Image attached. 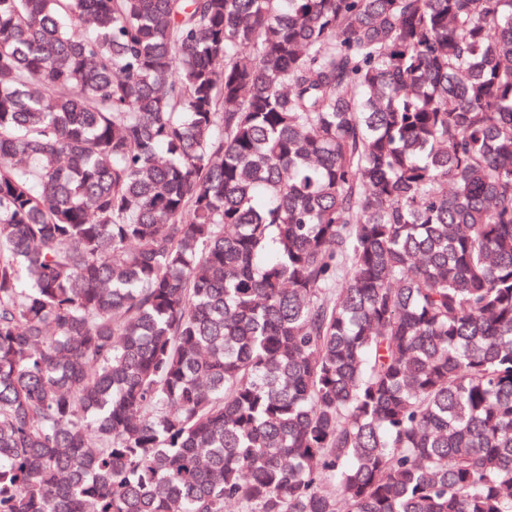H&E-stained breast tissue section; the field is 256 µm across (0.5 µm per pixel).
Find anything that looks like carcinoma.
Segmentation results:
<instances>
[{
  "mask_svg": "<svg viewBox=\"0 0 512 512\" xmlns=\"http://www.w3.org/2000/svg\"><path fill=\"white\" fill-rule=\"evenodd\" d=\"M512 512V0H0V512Z\"/></svg>",
  "mask_w": 512,
  "mask_h": 512,
  "instance_id": "cac0c4a2",
  "label": "carcinoma"
}]
</instances>
